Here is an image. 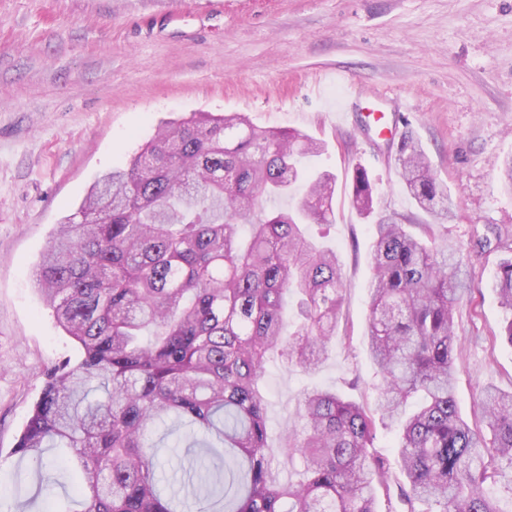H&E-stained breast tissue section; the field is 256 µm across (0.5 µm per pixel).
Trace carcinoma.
<instances>
[{"mask_svg":"<svg viewBox=\"0 0 512 512\" xmlns=\"http://www.w3.org/2000/svg\"><path fill=\"white\" fill-rule=\"evenodd\" d=\"M322 150L239 113L192 112L65 217L34 277L82 358L48 371L14 448L37 464L67 449L82 500L63 512H181L160 488L150 438L169 418L182 431L175 447L199 449L209 472L199 512H380L385 470L371 448L393 423L408 512H503L501 495L512 500V391L483 388L475 426L455 400L454 310L470 291L461 249L390 213L374 220L373 402L306 392L282 445L303 459L304 479L274 465L267 358L278 350L312 369L338 336L340 261L306 230L336 221L335 175L308 166ZM397 165L418 207L447 223L450 195L419 144L403 140ZM352 194L372 217L363 168ZM492 288L512 313V258Z\"/></svg>","mask_w":512,"mask_h":512,"instance_id":"1","label":"carcinoma"}]
</instances>
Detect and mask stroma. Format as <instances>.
<instances>
[{"mask_svg":"<svg viewBox=\"0 0 512 512\" xmlns=\"http://www.w3.org/2000/svg\"><path fill=\"white\" fill-rule=\"evenodd\" d=\"M389 115L379 135L365 114ZM191 112H240L259 126L305 132L336 176L327 243L343 265L336 348L316 371L267 365L269 439L281 455L303 393L363 402L376 380L366 342L374 226L351 203L367 170L376 209L432 224L403 188L402 135L419 143L454 217L432 224L464 247L478 287L456 309V400L473 419L480 389H512V344L490 284L512 257V0H0V512H47L77 476L48 449L43 463L14 448L48 371L78 361L33 281L58 224L103 173L126 166L165 123ZM487 247H479V240ZM396 431L378 432L387 512H407Z\"/></svg>","mask_w":512,"mask_h":512,"instance_id":"obj_1","label":"stroma"}]
</instances>
